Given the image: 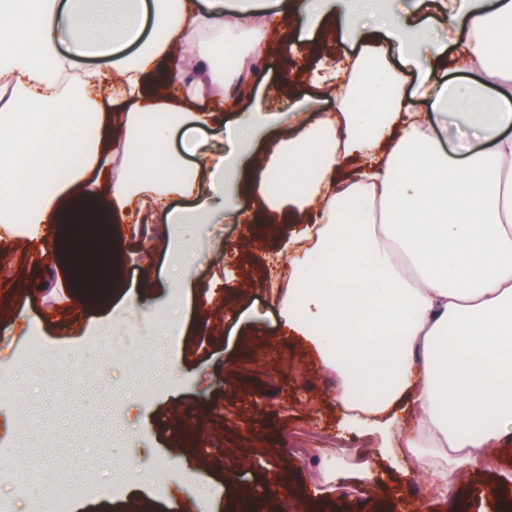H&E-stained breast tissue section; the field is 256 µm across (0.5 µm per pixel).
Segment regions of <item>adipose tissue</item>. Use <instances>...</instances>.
<instances>
[{
  "mask_svg": "<svg viewBox=\"0 0 512 512\" xmlns=\"http://www.w3.org/2000/svg\"><path fill=\"white\" fill-rule=\"evenodd\" d=\"M309 18L360 51L293 112L259 111L250 53L276 21ZM442 25L452 46L431 36ZM511 103L512 0H0V238L127 213L257 224L239 198H261L299 227L283 244L285 328L335 373L343 427L383 442L324 481L380 486L379 456L451 495L450 476L512 442ZM227 106L225 146L173 149ZM109 109L124 115L115 150ZM449 111L484 149L448 154L434 115Z\"/></svg>",
  "mask_w": 512,
  "mask_h": 512,
  "instance_id": "obj_1",
  "label": "adipose tissue"
}]
</instances>
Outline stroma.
<instances>
[{
  "label": "stroma",
  "instance_id": "1",
  "mask_svg": "<svg viewBox=\"0 0 512 512\" xmlns=\"http://www.w3.org/2000/svg\"><path fill=\"white\" fill-rule=\"evenodd\" d=\"M334 57L354 54L353 40L336 32L289 31L288 48L256 55L253 86L260 108L284 112L293 99L271 91L292 61L313 47ZM157 224L111 227L112 287L104 297L88 295L73 278L75 261L34 262L28 241L0 240V370L18 377L21 410L0 408V470L24 457L30 492H37L48 463L46 440L60 439L55 464L73 494L71 512H235L242 500L256 512H400L420 503L411 477L390 472L385 497L374 500L366 485L343 490L324 484L325 457L351 460L354 434L340 427L336 377L322 370L310 345L282 328L276 290L266 277L282 280L285 268L267 271L278 240L244 224L184 227L180 235L200 250L189 288L172 304L176 264L163 249H151ZM174 309L177 339L155 341L153 311ZM124 329L121 350L106 338ZM42 335L43 363L20 365L15 355L31 330ZM74 362L68 390L54 386L58 358ZM308 426L329 441L314 444L309 459L292 457L287 429ZM215 431L223 449L192 443ZM112 455V470L99 462ZM97 470L100 493L87 496L71 475ZM163 462L169 480L155 491L149 473ZM512 472V446L492 452L483 466L454 478L469 512H498V477Z\"/></svg>",
  "mask_w": 512,
  "mask_h": 512
}]
</instances>
